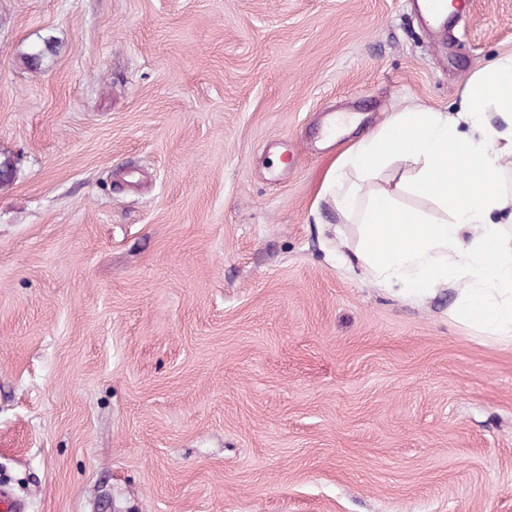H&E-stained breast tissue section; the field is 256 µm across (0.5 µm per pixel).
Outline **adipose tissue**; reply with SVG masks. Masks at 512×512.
<instances>
[{"mask_svg": "<svg viewBox=\"0 0 512 512\" xmlns=\"http://www.w3.org/2000/svg\"><path fill=\"white\" fill-rule=\"evenodd\" d=\"M399 161L410 174L395 188L372 186ZM512 54L468 80L459 109L392 113L338 159L324 194L358 227L351 258L371 280L419 299L459 288L454 317L512 342V230L498 221L512 207ZM430 199L434 212L400 199Z\"/></svg>", "mask_w": 512, "mask_h": 512, "instance_id": "adipose-tissue-1", "label": "adipose tissue"}]
</instances>
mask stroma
<instances>
[{"label":"stroma","mask_w":512,"mask_h":512,"mask_svg":"<svg viewBox=\"0 0 512 512\" xmlns=\"http://www.w3.org/2000/svg\"><path fill=\"white\" fill-rule=\"evenodd\" d=\"M511 53L512 0L437 33L407 0H0V490L512 512V343L454 289L349 269L321 196L391 113L454 111Z\"/></svg>","instance_id":"1"}]
</instances>
